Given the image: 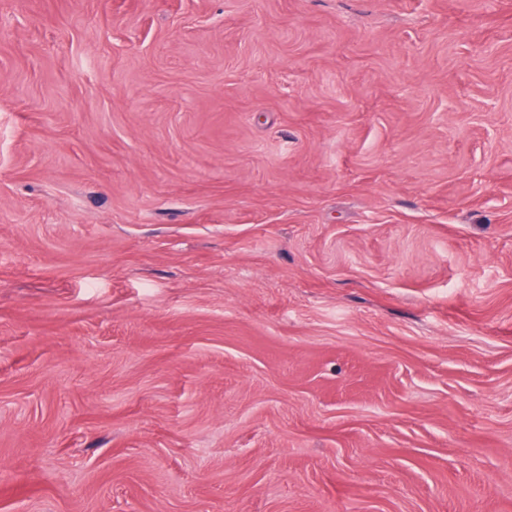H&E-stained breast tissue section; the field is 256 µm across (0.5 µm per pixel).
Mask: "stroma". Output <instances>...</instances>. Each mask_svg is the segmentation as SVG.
Returning <instances> with one entry per match:
<instances>
[{
    "label": "stroma",
    "instance_id": "obj_1",
    "mask_svg": "<svg viewBox=\"0 0 512 512\" xmlns=\"http://www.w3.org/2000/svg\"><path fill=\"white\" fill-rule=\"evenodd\" d=\"M0 512H512V0H0Z\"/></svg>",
    "mask_w": 512,
    "mask_h": 512
}]
</instances>
